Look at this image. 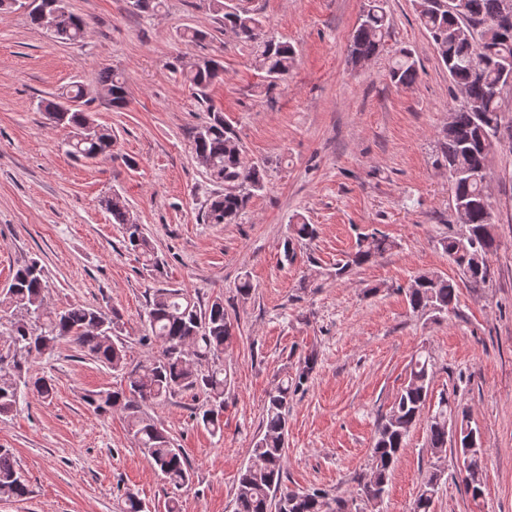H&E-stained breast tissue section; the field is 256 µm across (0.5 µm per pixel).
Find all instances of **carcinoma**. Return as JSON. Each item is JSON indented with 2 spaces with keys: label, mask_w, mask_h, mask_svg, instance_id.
<instances>
[{
  "label": "carcinoma",
  "mask_w": 512,
  "mask_h": 512,
  "mask_svg": "<svg viewBox=\"0 0 512 512\" xmlns=\"http://www.w3.org/2000/svg\"><path fill=\"white\" fill-rule=\"evenodd\" d=\"M223 12L224 26L241 42L252 48L254 68L262 73L267 86L278 84L293 67L294 48L277 38L270 24L259 13L211 0ZM463 16L448 14L447 0H415L417 18L429 33L441 63L448 70L453 84L464 92L471 105L458 104L452 112L448 129L441 140V157L454 177L452 194L469 205L467 250L463 238L450 236L442 242L443 250L457 265L463 277L473 286L490 278L488 266L478 262L479 251H494L497 240L493 230L491 205L482 204L485 197L482 181L488 176L487 157L500 143L495 139L481 145V131L504 134L501 96L496 94L501 66H512V32L493 38L473 49L462 40L450 36L456 23L477 24L493 19L501 0H463ZM390 20L384 0H367L349 46V56L356 63L379 54L384 47ZM89 22L62 7L56 19L54 38L66 44L82 42L88 35ZM224 69L220 62L212 68H188L183 72L194 94L202 101L207 90L220 78ZM392 84L412 87L418 79V63L412 53L401 50L389 71ZM99 85L106 89L112 106L126 104L124 77L112 70L100 73ZM85 96L82 85L66 93L70 106L60 110L56 101L46 102L44 110L55 124L70 130L66 154L88 161L112 155V130L103 127L90 113L80 108ZM192 152L207 162L208 179L224 190L207 200L201 218L205 224H235L252 197L267 185L265 164L249 163L243 145L234 130L215 113L210 121L197 127L191 141ZM112 223L120 225L124 242L144 259L145 266L159 271L154 247L140 224L131 219L128 203L121 195L112 194L106 203ZM315 225L304 220L293 224L292 234L284 243V257L293 258L295 245L314 238ZM394 242L378 232L365 235L345 263L337 264L335 276L343 277L353 266H362L391 250ZM48 289L42 267L36 260L19 266L6 291L0 293V312L14 316L9 327L0 330V416L16 411L21 388L33 387L42 397L54 394L52 379L29 374L27 359L34 353L49 354L63 341L75 345L95 362L114 371L126 366L127 347L121 337L116 316L82 304H71L59 310L45 306ZM458 284L452 279L424 274L408 290L407 300L414 313H445L458 302ZM149 339L160 349L153 362L128 375V390L99 391L87 403L100 413L116 407L126 412L129 431L138 448L170 485L181 488L190 483L192 474L186 459L173 448L162 426L144 417L141 406L146 402L164 400L183 390H196L203 397L197 421L212 433L221 432L224 412V350L231 344L233 325L216 298L202 307L180 288H158L147 308ZM316 357L309 353L299 362L295 374L280 379L268 394L264 406L263 431L253 443L252 456L241 472L235 497V512H348L346 501L336 498L330 507L318 491H295L283 484L288 408L293 396L308 381ZM433 364L429 354L420 351L411 364L406 384L401 388L389 410L378 424L372 448L373 465L368 477L359 478L360 496L368 501L380 498L386 491L391 470L399 452L406 445L410 429L420 419L429 398ZM459 427L460 448H470L480 433L471 426L469 413L449 397H440L429 418L428 445L431 453L441 457L448 448V420ZM481 450L476 449L467 464L466 488L472 497L481 494ZM438 474L429 472L423 479L421 493L413 512H430ZM30 494L13 453L0 448V497L24 499Z\"/></svg>",
  "instance_id": "obj_1"
}]
</instances>
